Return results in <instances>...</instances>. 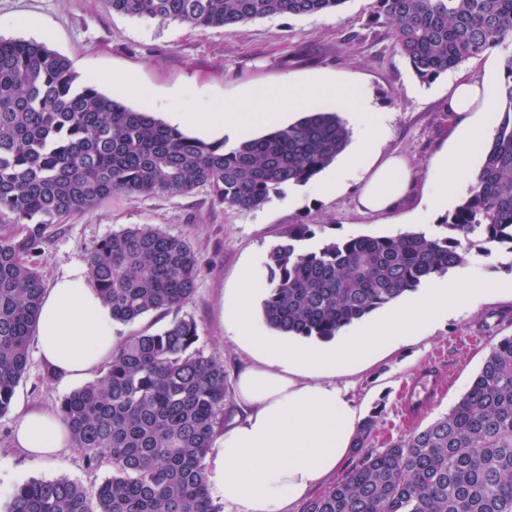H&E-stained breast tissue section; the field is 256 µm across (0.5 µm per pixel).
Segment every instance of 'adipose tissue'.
<instances>
[{
  "instance_id": "ef3b65f1",
  "label": "adipose tissue",
  "mask_w": 512,
  "mask_h": 512,
  "mask_svg": "<svg viewBox=\"0 0 512 512\" xmlns=\"http://www.w3.org/2000/svg\"><path fill=\"white\" fill-rule=\"evenodd\" d=\"M318 97L333 99L356 132L354 146L313 194L336 191L349 172L362 171L358 195L362 212L385 214L406 202L415 182L404 159L379 157L380 114L358 91L327 80L281 81L253 89L243 104L223 111L168 110L171 126H192L207 134L242 137L254 127L284 123ZM492 105L484 79L458 77L448 84V109L461 115ZM482 124H467L438 163L429 207L447 204L461 178L472 177L468 162L490 136ZM495 284L472 276L464 282L435 281L407 301L388 305L384 315L331 344H307L268 334L253 316L259 293L253 270H244L227 307L230 328L250 352L234 381L237 413L221 432L207 463L208 487L224 502V512H295L338 471L352 452L358 410L337 373L364 364L371 355L414 335L449 314L495 291ZM34 336L38 354L61 380L79 383L97 374L119 343L112 310L105 305L83 265H75L45 290ZM13 442L37 462L59 458L72 445L68 426L50 408L21 411Z\"/></svg>"
}]
</instances>
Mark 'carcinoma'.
<instances>
[{"instance_id": "carcinoma-1", "label": "carcinoma", "mask_w": 512, "mask_h": 512, "mask_svg": "<svg viewBox=\"0 0 512 512\" xmlns=\"http://www.w3.org/2000/svg\"><path fill=\"white\" fill-rule=\"evenodd\" d=\"M114 12L202 29L280 15H315L345 0H104ZM398 53L423 81L512 45V0H374ZM502 118L447 233L361 235L315 247L297 224L266 254L262 317L273 331L330 339L471 253L512 255V52L504 60ZM341 116L315 108L284 128L227 149L134 110L82 79L46 44L0 39V213L34 228L0 240V416L29 361L44 294L30 260L46 224L116 193L184 194L260 208L302 186L349 144ZM119 323L164 317L187 303L200 273L183 239L133 225L86 256ZM197 324L175 318L118 344L97 377L57 407L87 467L112 474L94 496L66 478L18 486L8 512H215L205 459L224 428V365L195 344ZM373 410L358 425V461L303 512H512V336L494 343L468 390L428 426L369 449Z\"/></svg>"}]
</instances>
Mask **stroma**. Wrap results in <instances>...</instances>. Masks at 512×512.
Masks as SVG:
<instances>
[{"instance_id": "35a3bbf8", "label": "stroma", "mask_w": 512, "mask_h": 512, "mask_svg": "<svg viewBox=\"0 0 512 512\" xmlns=\"http://www.w3.org/2000/svg\"><path fill=\"white\" fill-rule=\"evenodd\" d=\"M371 3L346 0L335 13L283 15L201 30L118 14L103 0H0V38L45 43L70 59L81 78H97L101 92L142 111L150 101L160 100L183 112H200L239 101L246 90L275 87L286 78H330L373 99L386 125L381 153L404 157L421 187L440 155L452 148V134L462 119L447 110L450 75L420 80L397 52L389 29L371 24ZM125 74L134 77L136 93L113 83V76ZM358 191L353 177L328 195L293 186L283 197L252 210L213 203L202 188L186 194L119 193L46 226L36 257L38 269L46 281L64 274L73 264L85 263L87 252L99 240L133 224H150L185 239L201 272L193 296L178 315L196 322L199 350L223 363L229 377L247 352L229 337L224 299L237 288L244 269L266 279V254L290 225H311L320 241L446 232L441 215L427 224L419 220L420 198L393 214L373 216L358 210ZM511 261L505 254L474 255L464 266L450 269L449 278L466 271L505 283L506 289L339 376L360 414L377 405L382 408L372 447H387L411 428L447 413L481 369L493 340L512 336V271L507 268ZM429 370L442 391L414 419H405L403 386ZM46 375V364L37 352H30L16 400L57 407L74 386L47 380ZM17 418L16 406L0 417V512H5L15 488L30 480L65 477L92 493L109 474L106 465L88 468L82 451L74 446L65 449L59 463L31 461L12 443Z\"/></svg>"}]
</instances>
